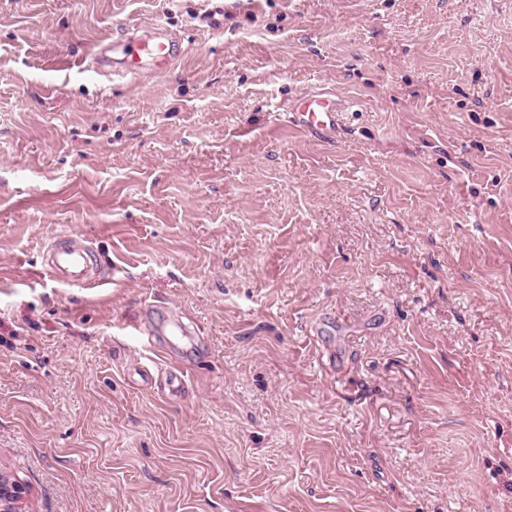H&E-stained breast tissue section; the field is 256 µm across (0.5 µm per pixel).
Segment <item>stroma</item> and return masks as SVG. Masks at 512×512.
<instances>
[{"label":"stroma","mask_w":512,"mask_h":512,"mask_svg":"<svg viewBox=\"0 0 512 512\" xmlns=\"http://www.w3.org/2000/svg\"><path fill=\"white\" fill-rule=\"evenodd\" d=\"M158 18L176 63L91 71ZM0 468L37 512H512V0H0ZM286 114L287 124L324 143L335 142L343 130L336 101L322 94L308 95ZM93 264L86 247L65 239L47 246L41 266L55 276L65 278L69 285L85 288L101 282L99 276L92 272Z\"/></svg>","instance_id":"obj_1"}]
</instances>
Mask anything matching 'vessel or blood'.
Wrapping results in <instances>:
<instances>
[{
	"label": "vessel or blood",
	"mask_w": 512,
	"mask_h": 512,
	"mask_svg": "<svg viewBox=\"0 0 512 512\" xmlns=\"http://www.w3.org/2000/svg\"><path fill=\"white\" fill-rule=\"evenodd\" d=\"M141 29V24H130L125 40L114 42L111 50H99L97 74L141 76L167 67L183 56V45L163 22H155L146 35ZM286 121L294 129L324 143L335 142L342 132L341 113L335 100L321 94L299 100ZM42 266L74 287L85 288L100 281L87 248L71 239L48 245Z\"/></svg>",
	"instance_id": "1"
}]
</instances>
